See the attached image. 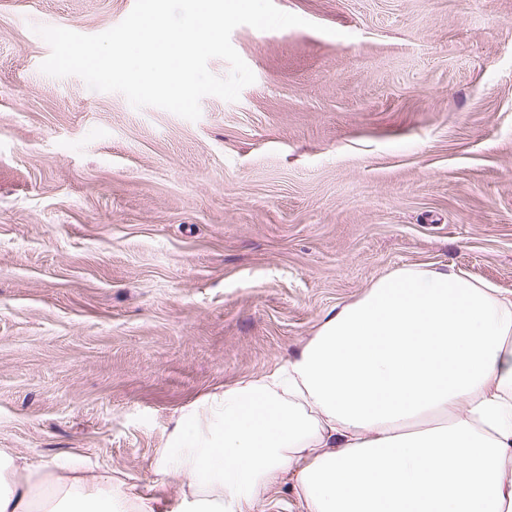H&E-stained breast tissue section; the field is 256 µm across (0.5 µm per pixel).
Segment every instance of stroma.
<instances>
[{"label":"stroma","mask_w":512,"mask_h":512,"mask_svg":"<svg viewBox=\"0 0 512 512\" xmlns=\"http://www.w3.org/2000/svg\"><path fill=\"white\" fill-rule=\"evenodd\" d=\"M256 80L189 121L44 74L34 21L134 0H0V449L156 471L187 405L298 352L388 272L512 298V0H274Z\"/></svg>","instance_id":"1"}]
</instances>
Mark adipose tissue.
Wrapping results in <instances>:
<instances>
[{
  "instance_id": "obj_1",
  "label": "adipose tissue",
  "mask_w": 512,
  "mask_h": 512,
  "mask_svg": "<svg viewBox=\"0 0 512 512\" xmlns=\"http://www.w3.org/2000/svg\"><path fill=\"white\" fill-rule=\"evenodd\" d=\"M186 512H512V298L405 266L293 358L183 408L157 452ZM109 472L0 451V512H161ZM294 481H288L272 494L269 500L257 506L255 512H301L299 500L293 488Z\"/></svg>"
}]
</instances>
